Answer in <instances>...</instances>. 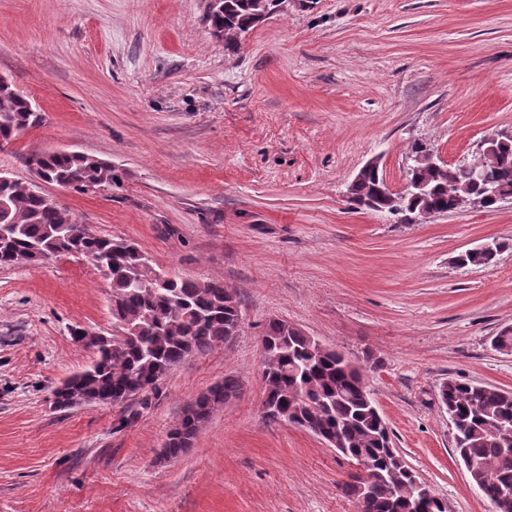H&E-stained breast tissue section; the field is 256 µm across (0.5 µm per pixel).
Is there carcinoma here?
I'll use <instances>...</instances> for the list:
<instances>
[{
  "label": "carcinoma",
  "instance_id": "obj_1",
  "mask_svg": "<svg viewBox=\"0 0 512 512\" xmlns=\"http://www.w3.org/2000/svg\"><path fill=\"white\" fill-rule=\"evenodd\" d=\"M276 11V0H219L207 21L233 49L241 34L259 24L261 14ZM34 117L31 100L13 82L0 84V148L33 126ZM485 162L495 182L512 191V145L493 149ZM28 163L46 182L79 193L123 184L122 171L88 154L41 153L30 156ZM416 178L426 183L425 192L396 201L378 194L374 170L362 169L352 185L351 201L372 199L391 216L405 210L425 219L454 210L461 197L482 190L461 165L420 170ZM1 200L7 205L0 207V267L75 252L111 263L112 335L72 330L74 341L91 351L94 360L54 391L59 407H69L73 398L126 402L155 388L175 365L222 346L240 331L238 302L223 283L162 272L138 246L92 232L27 180L0 182ZM497 255L496 250L465 254L462 260L468 266L490 267ZM263 340L270 345L263 376L271 412L265 419L293 425L302 420L335 435L344 457L370 461L373 472L353 476L345 485L359 512H414L421 493L432 512H446V504L429 485L417 487L393 464L388 426L366 405V370L352 366L336 350L320 349L314 337L279 319L268 322ZM239 390V381L227 376L187 405L168 435L165 455L176 457L189 448L199 427ZM439 397L448 417L454 418V452L468 470L470 485L494 512H512V443L491 434L495 429L512 435V392L448 379ZM310 400L323 402V410L309 409Z\"/></svg>",
  "mask_w": 512,
  "mask_h": 512
}]
</instances>
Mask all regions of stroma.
Here are the masks:
<instances>
[{"label": "stroma", "mask_w": 512, "mask_h": 512, "mask_svg": "<svg viewBox=\"0 0 512 512\" xmlns=\"http://www.w3.org/2000/svg\"><path fill=\"white\" fill-rule=\"evenodd\" d=\"M208 0H0V75L38 119L0 149L80 151L115 190L57 189L92 232L136 243L162 271L220 281L237 336L174 366L144 399L60 409L86 368L71 330H111L109 283L70 255L0 268V512H359L354 463L267 422L260 354L281 319L369 372L392 438L447 512H492L468 483L437 400L449 378L512 392V202L414 224L354 208L371 158L393 188L410 147L457 164L512 130V0H285L235 49ZM503 242L493 267L461 252ZM237 376L181 455L167 435L198 395Z\"/></svg>", "instance_id": "obj_1"}]
</instances>
